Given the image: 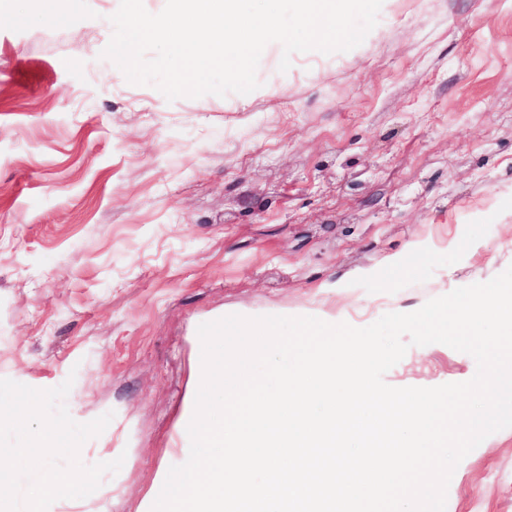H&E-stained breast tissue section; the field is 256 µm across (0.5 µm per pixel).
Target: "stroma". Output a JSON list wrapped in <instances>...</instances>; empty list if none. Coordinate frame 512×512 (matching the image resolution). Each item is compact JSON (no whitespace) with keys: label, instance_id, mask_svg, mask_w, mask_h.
<instances>
[{"label":"stroma","instance_id":"1","mask_svg":"<svg viewBox=\"0 0 512 512\" xmlns=\"http://www.w3.org/2000/svg\"><path fill=\"white\" fill-rule=\"evenodd\" d=\"M78 24L0 10V378L49 389L81 460L136 512L191 382L200 324L344 312L372 324L512 266V0H383L347 52L270 44L246 94L167 100ZM410 347L393 387L474 376ZM446 512H512V428L456 468Z\"/></svg>","mask_w":512,"mask_h":512}]
</instances>
